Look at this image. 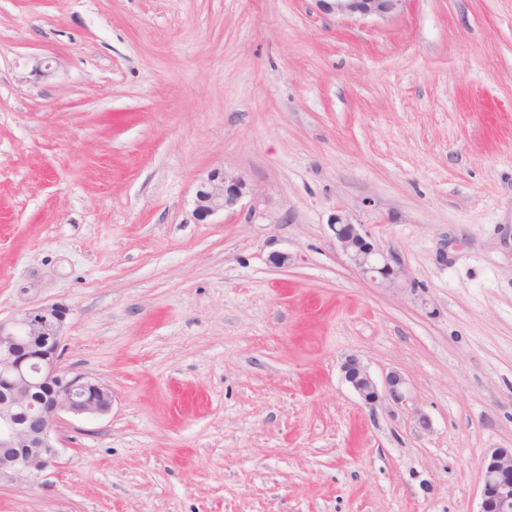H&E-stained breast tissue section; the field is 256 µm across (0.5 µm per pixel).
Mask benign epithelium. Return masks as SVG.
<instances>
[{
  "label": "benign epithelium",
  "instance_id": "1",
  "mask_svg": "<svg viewBox=\"0 0 512 512\" xmlns=\"http://www.w3.org/2000/svg\"><path fill=\"white\" fill-rule=\"evenodd\" d=\"M406 0H315L318 10L336 18L389 21ZM245 185L223 171H213L195 192L194 216L205 223L232 211ZM331 229L336 245L362 276L395 279L400 263L384 252L363 224L336 215ZM67 310L57 304L28 309L0 319V479L36 481L58 457L60 416L94 417L112 410V391L83 374L59 366ZM343 378L361 404L374 408L385 398H403L406 379L388 373L378 384L356 358L341 366ZM478 512H512V448H496L485 459Z\"/></svg>",
  "mask_w": 512,
  "mask_h": 512
}]
</instances>
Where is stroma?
<instances>
[{"label": "stroma", "instance_id": "35a3bbf8", "mask_svg": "<svg viewBox=\"0 0 512 512\" xmlns=\"http://www.w3.org/2000/svg\"><path fill=\"white\" fill-rule=\"evenodd\" d=\"M215 169L247 192L200 223ZM55 303L112 409L0 512H477L512 448V0H0V318ZM349 358L404 399L363 407ZM318 10L336 18H374L389 21L404 8L406 0H314ZM331 229L336 245L362 276L376 280L392 281L400 273V263L392 252H384L375 242L363 224H353L345 216L337 215Z\"/></svg>", "mask_w": 512, "mask_h": 512}]
</instances>
